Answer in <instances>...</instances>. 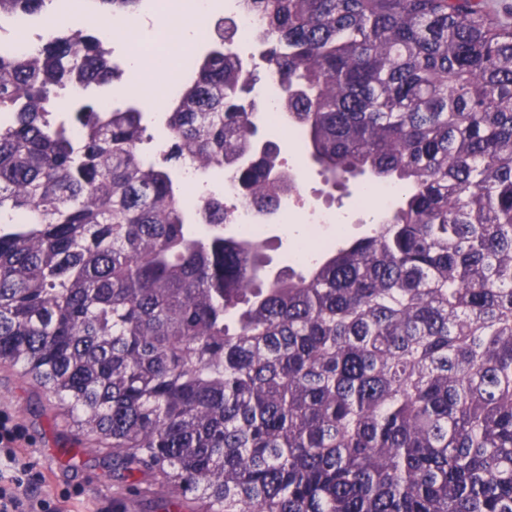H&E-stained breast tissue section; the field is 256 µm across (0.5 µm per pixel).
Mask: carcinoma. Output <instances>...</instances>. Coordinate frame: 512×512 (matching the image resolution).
Wrapping results in <instances>:
<instances>
[{
  "label": "carcinoma",
  "mask_w": 512,
  "mask_h": 512,
  "mask_svg": "<svg viewBox=\"0 0 512 512\" xmlns=\"http://www.w3.org/2000/svg\"><path fill=\"white\" fill-rule=\"evenodd\" d=\"M243 2L325 182H400L398 208L263 282L224 197L188 205L167 165L229 170L269 213L291 189L224 40L161 164L137 103L52 119L55 89L120 76L98 33L0 50V363L205 512H512V23L482 0Z\"/></svg>",
  "instance_id": "1"
}]
</instances>
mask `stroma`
Returning <instances> with one entry per match:
<instances>
[{"mask_svg": "<svg viewBox=\"0 0 512 512\" xmlns=\"http://www.w3.org/2000/svg\"><path fill=\"white\" fill-rule=\"evenodd\" d=\"M303 193L313 206L332 203L347 223L345 238L368 230L355 207L358 180L346 189L327 185L312 160L304 162ZM0 417L19 428V453L40 476L37 495L55 502L60 512H202L194 494L142 470L124 477L112 469V451L69 426L48 393L20 368L0 364Z\"/></svg>", "mask_w": 512, "mask_h": 512, "instance_id": "1", "label": "stroma"}]
</instances>
